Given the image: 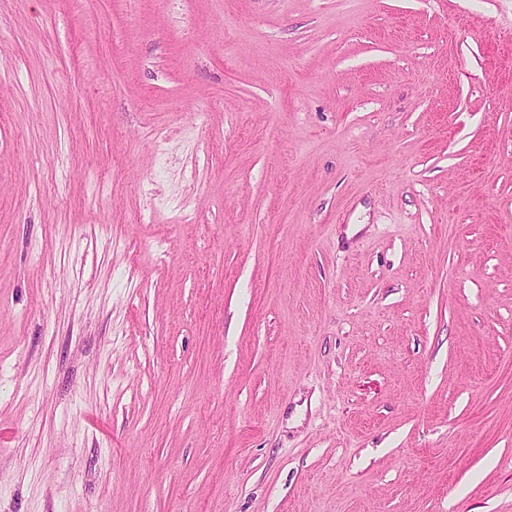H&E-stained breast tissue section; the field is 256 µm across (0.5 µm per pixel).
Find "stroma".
I'll return each mask as SVG.
<instances>
[{"label": "stroma", "instance_id": "stroma-1", "mask_svg": "<svg viewBox=\"0 0 512 512\" xmlns=\"http://www.w3.org/2000/svg\"><path fill=\"white\" fill-rule=\"evenodd\" d=\"M0 512H512V0H0Z\"/></svg>", "mask_w": 512, "mask_h": 512}]
</instances>
